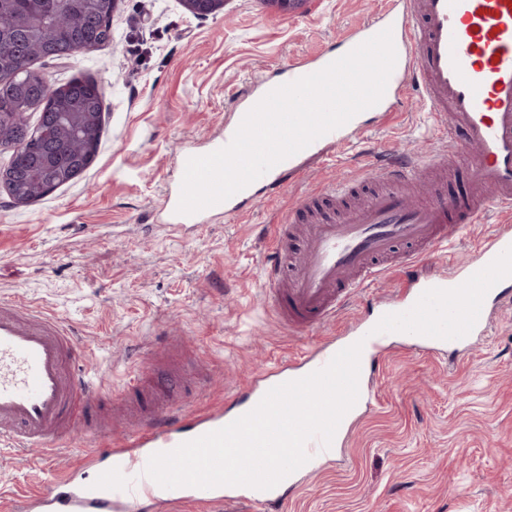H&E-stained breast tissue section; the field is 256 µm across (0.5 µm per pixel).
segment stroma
<instances>
[{
	"label": "stroma",
	"instance_id": "stroma-1",
	"mask_svg": "<svg viewBox=\"0 0 512 512\" xmlns=\"http://www.w3.org/2000/svg\"><path fill=\"white\" fill-rule=\"evenodd\" d=\"M382 7L311 0L288 14L263 0H229L197 19L179 0H120L110 43L36 61L51 82L98 83L102 134L92 165L50 195L18 205L0 187V298L41 305L73 329L83 367L106 390L98 415L111 414L107 393L136 362L152 383L177 376L185 409L228 407L275 358L329 343L358 319L357 299L324 328L289 333L264 293V245L270 225L301 203L375 176L394 156L439 152L414 81L391 114L366 113L362 137L310 160L247 214L172 226L162 205L183 148L223 138L279 69L335 48ZM503 221L486 213L421 274L464 265ZM417 344L397 338L383 352L377 401L353 420L341 463L302 478L283 512H512V309L495 311L488 333L461 353L432 355ZM85 443L74 435L48 463L35 448L0 452V501L70 474L92 481Z\"/></svg>",
	"mask_w": 512,
	"mask_h": 512
}]
</instances>
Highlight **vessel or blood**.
Masks as SVG:
<instances>
[{
    "label": "vessel or blood",
    "mask_w": 512,
    "mask_h": 512,
    "mask_svg": "<svg viewBox=\"0 0 512 512\" xmlns=\"http://www.w3.org/2000/svg\"><path fill=\"white\" fill-rule=\"evenodd\" d=\"M391 29L397 62L381 106H388L407 79H414L441 127L448 148L466 144V162L475 179L466 201L451 205L424 198L407 202L399 184L423 171L445 170V159H389L377 177L385 189L366 201L343 207L339 218L316 217L303 228L275 224L264 266L267 298L289 330L307 332L334 319L357 296L369 295L387 275L405 282L394 300L374 317L349 329L339 345L303 352L302 366L265 371L262 388L302 378L325 367L340 348L363 341L360 375L379 371L387 342L414 336L423 351L459 344L484 333L502 287L512 282V226L501 225L475 262L434 280H422L416 267L446 248L467 226L489 211L512 214V0H390L382 19L362 25L342 40L350 52L384 29ZM339 52L317 53L289 66L282 82L313 74ZM361 127L358 119L332 130L229 199L191 215L177 213L179 188L166 198L169 223L196 224L213 215L236 216L249 210L259 193L275 192L282 174L301 171L305 156L323 146H341ZM101 392L79 366L75 336L56 315L15 299H0V445L59 453L74 431L88 437V457L99 464L94 483L73 479L33 496L38 512H142L193 503L224 504L227 512L253 505L281 512L298 480L334 465L352 418L344 416L331 446L319 437L305 445L309 460L275 488L180 487L167 489L146 476L149 457L218 430L260 401L253 394L234 414L217 408L186 411L170 393L144 390L131 372L115 397L128 417L125 436L89 419L90 402Z\"/></svg>",
    "instance_id": "vessel-or-blood-1"
}]
</instances>
